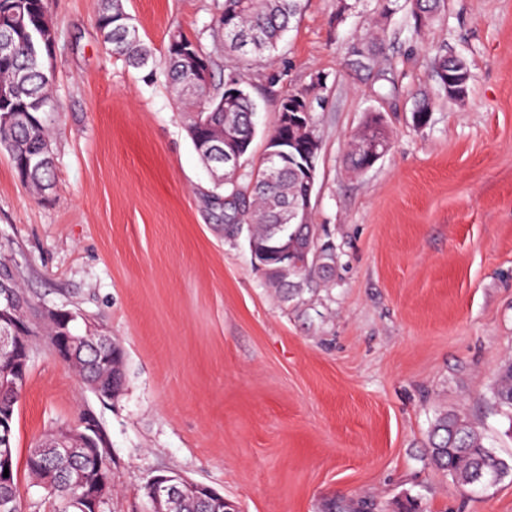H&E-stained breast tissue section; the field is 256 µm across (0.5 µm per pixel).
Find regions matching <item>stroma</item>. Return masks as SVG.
<instances>
[{"mask_svg": "<svg viewBox=\"0 0 512 512\" xmlns=\"http://www.w3.org/2000/svg\"><path fill=\"white\" fill-rule=\"evenodd\" d=\"M216 0H124L164 55L177 28L214 51ZM101 0H47L58 29L49 113L55 188L34 198L0 154V255L35 308L72 312L125 353L115 401L35 348L15 415L24 512H53L26 460L49 430L95 421L114 490L104 512H146L143 488L177 472L239 512H328L346 500L400 512H512V475L486 491L429 460L444 410L466 417L512 465V414L492 391L512 359V0H448L421 35L408 9L303 0L279 55L257 60L249 164L282 101L306 94L321 142L312 217L335 247L330 282L280 304L245 243L224 240L214 182L163 73L113 57ZM376 66L350 67L371 26ZM462 57L468 96L438 92L437 51ZM426 98L431 120L411 121ZM390 148L355 173L347 143L368 113Z\"/></svg>", "mask_w": 512, "mask_h": 512, "instance_id": "1", "label": "stroma"}]
</instances>
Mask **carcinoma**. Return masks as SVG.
I'll use <instances>...</instances> for the list:
<instances>
[{
  "label": "carcinoma",
  "instance_id": "cac0c4a2",
  "mask_svg": "<svg viewBox=\"0 0 512 512\" xmlns=\"http://www.w3.org/2000/svg\"><path fill=\"white\" fill-rule=\"evenodd\" d=\"M303 0H223L219 11L224 25L213 30L214 36L234 59L247 61L256 57H273L293 20L301 14ZM409 6L413 29L420 34L430 28L445 12L447 0H405ZM23 17V28L15 34V49L0 53V88L10 90L0 98V150L6 152L20 182L36 198L45 199L54 189V163L40 162L52 155L51 129L44 115L55 109L52 98V66L45 63L51 35L57 29L48 13L46 0H0V31L11 26L14 16ZM98 28L106 48L113 56L136 68L164 67L180 94L187 96L193 110L187 113L191 139L202 162L209 166L211 157L206 142L211 133L231 122L238 137L249 142L256 130L254 100L244 87L239 67L228 70L224 84L214 82L216 60L200 42L179 30L168 34L166 54L157 59L155 48L140 34L124 9L123 0H102ZM371 50L352 49L350 65L368 69L373 65ZM435 84L448 93V55L438 53L434 64ZM305 159L296 155L287 164L275 168L267 159L248 174L240 173L227 180L219 179L215 189L224 190V240L247 242L251 261L263 266L265 283L275 289L281 302L292 298L295 282H304L316 274L321 279L332 275L333 253L322 250L319 257L309 255L307 263L298 266L279 258L287 246L319 240L313 224H285L284 205L298 198L303 190L301 166ZM0 279L12 282L16 293L14 321L35 336H53L58 323H38L30 319L35 311L20 284V272L7 259H0ZM105 356L93 336H86L84 346L74 364L81 376H93ZM25 379L15 387L0 389V408L17 409ZM494 399L512 412V360L498 372ZM429 457L440 470L450 474L464 486L486 490L495 485L509 466L484 444L482 435L463 417L444 412L433 424ZM54 467L60 471L82 468L92 478L95 471L85 466L80 456L59 458L50 448L28 454L27 469L31 477L42 482L43 471ZM8 503L13 512H22L17 484L0 486V502ZM211 503L185 494L178 505L180 512H211Z\"/></svg>",
  "mask_w": 512,
  "mask_h": 512
}]
</instances>
